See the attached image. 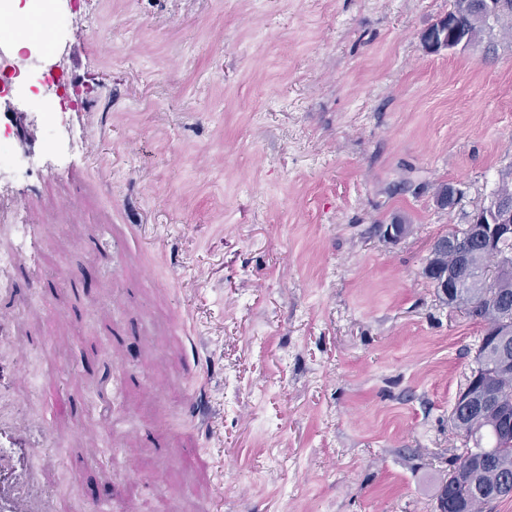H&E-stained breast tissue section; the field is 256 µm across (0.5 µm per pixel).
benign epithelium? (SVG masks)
Wrapping results in <instances>:
<instances>
[{
    "label": "benign epithelium",
    "mask_w": 512,
    "mask_h": 512,
    "mask_svg": "<svg viewBox=\"0 0 512 512\" xmlns=\"http://www.w3.org/2000/svg\"><path fill=\"white\" fill-rule=\"evenodd\" d=\"M512 237V202L497 201L490 207L473 213L468 221L466 233L458 238L439 239L437 250H451L456 253V269L448 272L440 282V293L448 300L465 288H484L494 276L488 269H472L469 255L474 245H479L488 258L500 261V245ZM480 347L490 358V367L478 366L470 375L466 385L459 391L453 406L454 417L464 419L472 413L498 405V392L495 383L497 374L512 373V336L497 328H487L482 336ZM500 438H512V411L503 408L496 426ZM486 452L473 448L464 449L462 463L448 480L452 497L448 499V512H461L463 499L457 495L460 487L477 485L476 473L482 468ZM476 494L487 499L512 497V474L503 475L492 487L477 489Z\"/></svg>",
    "instance_id": "obj_1"
}]
</instances>
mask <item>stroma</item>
<instances>
[{"label":"stroma","mask_w":512,"mask_h":512,"mask_svg":"<svg viewBox=\"0 0 512 512\" xmlns=\"http://www.w3.org/2000/svg\"><path fill=\"white\" fill-rule=\"evenodd\" d=\"M452 5L65 8L71 136L11 101L1 485L42 512H202L221 480L218 512H441L483 326L422 271L512 182V19L429 52Z\"/></svg>","instance_id":"1"}]
</instances>
